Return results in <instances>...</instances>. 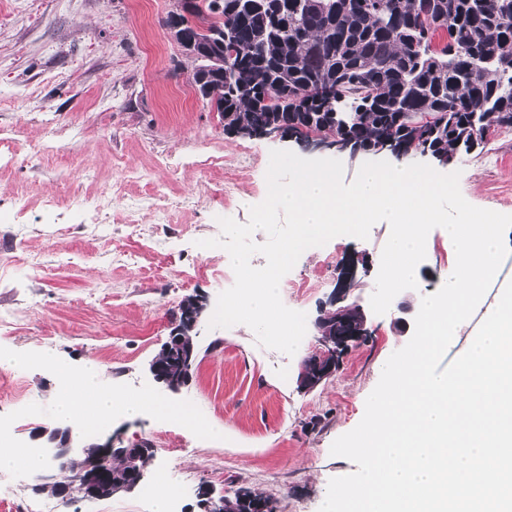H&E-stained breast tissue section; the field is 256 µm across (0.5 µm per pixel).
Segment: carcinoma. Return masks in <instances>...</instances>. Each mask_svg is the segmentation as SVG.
Masks as SVG:
<instances>
[{
  "label": "carcinoma",
  "mask_w": 512,
  "mask_h": 512,
  "mask_svg": "<svg viewBox=\"0 0 512 512\" xmlns=\"http://www.w3.org/2000/svg\"><path fill=\"white\" fill-rule=\"evenodd\" d=\"M205 2L166 25L226 133L304 127L398 158L412 143L448 158L512 126V0ZM246 496L278 512L274 496Z\"/></svg>",
  "instance_id": "1"
}]
</instances>
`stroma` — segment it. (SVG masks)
<instances>
[{
    "label": "stroma",
    "instance_id": "obj_1",
    "mask_svg": "<svg viewBox=\"0 0 512 512\" xmlns=\"http://www.w3.org/2000/svg\"><path fill=\"white\" fill-rule=\"evenodd\" d=\"M176 0H0V417L14 422L17 446L33 445L48 427L59 388L52 369L32 364L50 356L80 367L99 366L104 389L136 391L187 407L220 427L222 436L193 435L173 418L149 410L111 421L99 432L129 447L148 442L178 512H200L197 489L248 487L280 500V512H318L331 478L356 471L330 447L354 429L392 353L410 340L398 323L400 303L438 291L454 256L445 229L426 240L417 289L399 293L383 315L370 313L381 251L390 227L367 239L333 238L304 251L287 277L282 302L307 315L294 356L260 347L247 326L200 327V349L189 386L170 393L154 385L148 364L175 325L180 302L201 296L211 318L218 295L235 275L221 248L202 239L221 235L219 218L244 223L267 195L274 149L292 141L224 132L191 83L194 63L170 37L166 19ZM459 172L472 205L512 214V127L488 135L483 147L444 167ZM164 248L152 250L151 239ZM509 253L473 315L455 331L442 362L471 345L478 327L512 281ZM366 257L347 282L340 268ZM368 311L371 331L336 374L307 390L303 360L315 353L316 320L333 306ZM32 474L0 470V512H153L138 491L89 504L63 503L33 492Z\"/></svg>",
    "mask_w": 512,
    "mask_h": 512
}]
</instances>
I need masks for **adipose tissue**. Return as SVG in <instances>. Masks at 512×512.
<instances>
[{
	"label": "adipose tissue",
	"instance_id": "ef3b65f1",
	"mask_svg": "<svg viewBox=\"0 0 512 512\" xmlns=\"http://www.w3.org/2000/svg\"><path fill=\"white\" fill-rule=\"evenodd\" d=\"M53 369L57 377L65 378L77 375L79 382L74 386L63 387L59 393L54 419L59 425H71L80 421L89 413H109L116 398L106 393L99 385L100 372L95 365L88 364L81 369L62 363H54ZM123 408L128 413H138L147 407L144 398L132 394L120 398Z\"/></svg>",
	"mask_w": 512,
	"mask_h": 512
}]
</instances>
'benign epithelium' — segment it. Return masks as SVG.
I'll return each mask as SVG.
<instances>
[{
    "instance_id": "1",
    "label": "benign epithelium",
    "mask_w": 512,
    "mask_h": 512,
    "mask_svg": "<svg viewBox=\"0 0 512 512\" xmlns=\"http://www.w3.org/2000/svg\"><path fill=\"white\" fill-rule=\"evenodd\" d=\"M264 136L294 140L306 151L331 147L340 152L350 150V146L338 143L322 134L296 136L284 134L280 131H271L264 133ZM347 312H349V309L345 307H338L327 312V316L336 318V334L333 336L325 333L321 334L318 340L317 352L303 361L300 371V383L303 387L310 390L332 378L336 374L344 354L349 349L359 346L370 336L366 316H361L358 325L351 327L346 317ZM181 332L182 327L178 325L173 327L168 340L160 349V354L156 355L148 366V372L152 379L158 384H163V387L174 393L188 384L192 371L196 368L198 362V354L194 350L182 349ZM172 351L180 352L183 379L180 382L169 384L166 382V376L159 360L161 355ZM35 438L47 439L54 443L50 452L55 460H61L74 449L83 448L85 443L92 442L94 451L86 459L83 466L74 471L69 482L58 486V496L64 501L70 500L76 494L80 495L81 500L88 503L101 501L103 497L99 492V487L105 483L112 486V492L114 493L134 490L144 479L146 469L134 470L133 481L131 482L114 481L112 480L111 471L112 461L116 460V455L120 454L134 464L140 456L155 453V449L149 443H143L139 448H121L116 446L115 441L110 438L104 442L99 439L91 441L80 433L77 435L71 433L63 439L55 429H43L35 434ZM225 495L226 492L224 491L218 492L211 486L201 485L197 492L198 499L202 500L200 508L203 512H222Z\"/></svg>"
}]
</instances>
